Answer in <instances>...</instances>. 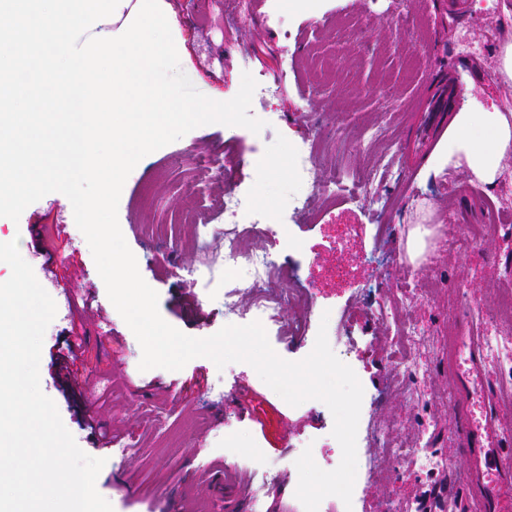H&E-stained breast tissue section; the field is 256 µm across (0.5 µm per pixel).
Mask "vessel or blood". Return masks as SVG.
<instances>
[{
	"mask_svg": "<svg viewBox=\"0 0 512 512\" xmlns=\"http://www.w3.org/2000/svg\"><path fill=\"white\" fill-rule=\"evenodd\" d=\"M455 87L445 86L436 94L429 115V133L437 135L447 127L448 114L458 101ZM448 378L457 397L455 437L466 460V512H512V456L504 455L506 443L499 420L491 413L476 414L474 407L488 380L483 343L471 323L459 328L451 346ZM201 476H223L226 488L240 484L238 468L212 462L199 469Z\"/></svg>",
	"mask_w": 512,
	"mask_h": 512,
	"instance_id": "1",
	"label": "vessel or blood"
}]
</instances>
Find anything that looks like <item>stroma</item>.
<instances>
[{"mask_svg": "<svg viewBox=\"0 0 512 512\" xmlns=\"http://www.w3.org/2000/svg\"><path fill=\"white\" fill-rule=\"evenodd\" d=\"M182 71L218 100L238 92L241 57L257 84L252 116L257 133L209 124L145 156L127 177L118 221L162 318L204 338L250 317L248 289L225 281L216 262L215 232L224 225L217 201L239 200L264 223L288 220L273 249L288 289H310L308 308L284 311L265 327L273 350L298 361L326 328L334 354L357 374L364 396L357 432V474L351 505L329 496L320 512H380L399 502L405 512H438L465 496V460L454 438L457 400L448 380L450 337L471 313L486 348L487 394L512 436V394L499 364L512 350V320L488 326L486 314L512 291V156L494 185L472 183L463 171L425 174L429 152L419 145L421 105L435 90L428 71L440 62L462 88L461 104L490 99L512 106V84L498 71L506 33L501 0H163ZM482 43L460 55L458 40ZM379 135L355 142L365 129ZM322 140L314 164L305 142ZM373 172L368 184L356 172ZM336 176V197L325 202L309 183ZM492 201L501 223L479 224L475 201ZM214 229L203 235L199 223ZM429 235L418 261L406 252L409 230ZM478 227L477 237L458 236ZM19 250L57 306L46 329L40 387L88 455L104 459L96 488L113 512H171L187 498L193 512H221L212 485L193 473L201 462L237 466L247 490L254 474L273 477L266 512H304L296 498L295 462L311 449L316 464L335 469L342 456L333 416L322 402L287 404L245 363L217 369L206 358L183 369L138 368L142 350L107 296L69 199L52 192L29 205L19 221L0 217V240ZM398 304L402 326L420 328L408 352L414 373L399 367L388 342L393 326L376 310ZM81 348L68 347L70 337ZM66 362L87 391L69 393L58 377ZM411 387L406 398L402 387ZM102 400L101 422L115 442L131 440L133 455L94 443L82 407ZM391 430L400 455L376 456L372 432ZM445 467L422 466L421 457Z\"/></svg>", "mask_w": 512, "mask_h": 512, "instance_id": "stroma-1", "label": "stroma"}]
</instances>
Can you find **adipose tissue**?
Wrapping results in <instances>:
<instances>
[{
	"mask_svg": "<svg viewBox=\"0 0 512 512\" xmlns=\"http://www.w3.org/2000/svg\"><path fill=\"white\" fill-rule=\"evenodd\" d=\"M512 155V110L470 103L455 112L442 144L427 162L429 170H464L479 183L494 184L502 162Z\"/></svg>",
	"mask_w": 512,
	"mask_h": 512,
	"instance_id": "ef3b65f1",
	"label": "adipose tissue"
}]
</instances>
